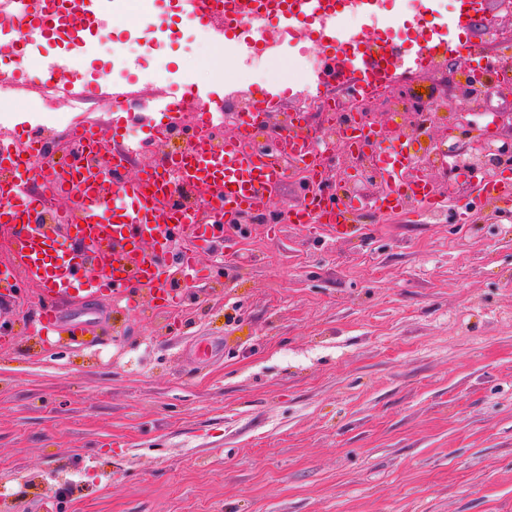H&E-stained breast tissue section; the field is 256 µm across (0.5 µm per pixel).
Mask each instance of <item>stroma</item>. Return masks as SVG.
Masks as SVG:
<instances>
[{
	"label": "stroma",
	"instance_id": "obj_1",
	"mask_svg": "<svg viewBox=\"0 0 512 512\" xmlns=\"http://www.w3.org/2000/svg\"><path fill=\"white\" fill-rule=\"evenodd\" d=\"M158 4L154 27L111 21L166 42L147 60L121 50L153 119L188 85L304 90L323 56L301 31L256 70L188 23L181 0ZM491 27L503 40H484ZM466 35L486 64L479 109L460 95L467 65L451 59L396 79L377 102L383 126L408 127L397 96L448 100L464 114L457 139L436 125L420 138L445 151L512 113V7L489 0ZM112 48L102 37L85 54L100 90L76 109L35 82L65 55L36 40L0 140L79 119L113 144ZM430 176L458 184L454 204L486 221L413 213L342 238L274 230L260 213L200 257L223 267L178 311L60 297L61 319L96 327L54 350L38 339L41 287L0 299V512L38 500L59 512H512V225L475 199L473 171ZM200 341L210 359L195 356Z\"/></svg>",
	"mask_w": 512,
	"mask_h": 512
}]
</instances>
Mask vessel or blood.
<instances>
[{"mask_svg": "<svg viewBox=\"0 0 512 512\" xmlns=\"http://www.w3.org/2000/svg\"><path fill=\"white\" fill-rule=\"evenodd\" d=\"M486 4L487 0H456L444 26L425 24L423 15L415 14L409 27H424L428 33L411 43L380 37L365 40L340 32L344 9H356L372 19L382 0H345L341 6L336 0H184V11L192 22L215 27L217 36L227 38L232 52L247 43L253 33L250 20L257 16L264 18L266 27L281 32L318 27L321 38L335 42L336 47L320 62L313 80L315 89L354 94L393 78L396 71L426 69L437 52L468 61L453 33L468 27L474 16L485 11ZM125 11L126 0H0V22L10 20L19 28L35 18L47 27L65 22L86 52L92 48L91 38L101 34L100 23ZM275 100L271 92L257 93L245 128L263 123ZM113 102L119 114L115 130L144 123L140 105L119 94L114 95ZM192 103L196 119L190 134L197 138L209 130L217 102L196 93ZM271 138L287 141L289 149L298 153L311 140L303 128L289 126L272 133ZM416 159L411 140L397 135L380 148L376 165L385 190L369 202L378 217L401 209L408 200L427 212L441 208L442 199L427 178L411 183L403 179V172L414 166ZM37 162V157H23L14 141L0 142V169L13 171L10 179L0 180V217H7L13 226V261L0 268V290L11 292L28 281L40 283L47 299L41 317L46 334L60 323L55 300L72 291L94 297L106 295L134 307L143 290L158 308L178 307L184 289L195 287L206 276L198 259L223 234L225 222L241 212L262 211L288 179L287 171L278 164L256 154H244L238 136L233 135L225 137L221 150L201 147L166 160L184 181L207 191L210 219L206 222L200 221L197 210L176 201L154 164L132 175L124 163L113 162L112 192L108 195L93 182L85 181L78 187L62 179L46 182L45 190L72 200L71 205L59 208L58 216L61 224L73 229L74 250L92 245L98 264L116 265V274L96 280L84 278L78 263L56 268L52 256L56 241L48 225L40 221L42 192L32 190L27 178ZM281 209L291 224L333 229L340 235L353 234L357 229L355 202L335 198L329 189L282 204Z\"/></svg>", "mask_w": 512, "mask_h": 512, "instance_id": "1", "label": "vessel or blood"}]
</instances>
